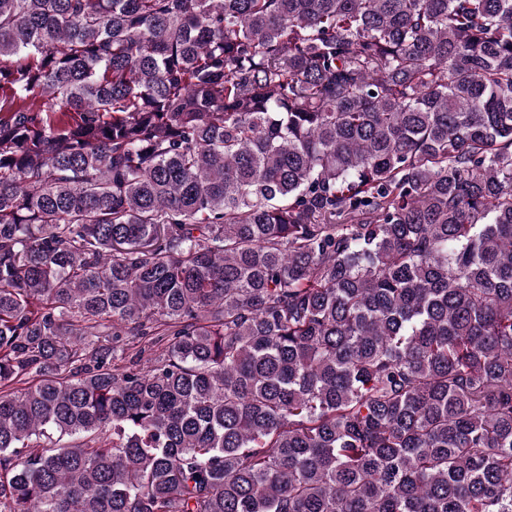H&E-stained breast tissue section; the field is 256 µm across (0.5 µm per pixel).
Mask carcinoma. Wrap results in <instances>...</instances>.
I'll list each match as a JSON object with an SVG mask.
<instances>
[{
	"label": "carcinoma",
	"mask_w": 512,
	"mask_h": 512,
	"mask_svg": "<svg viewBox=\"0 0 512 512\" xmlns=\"http://www.w3.org/2000/svg\"><path fill=\"white\" fill-rule=\"evenodd\" d=\"M0 512H512V0H0Z\"/></svg>",
	"instance_id": "cac0c4a2"
}]
</instances>
